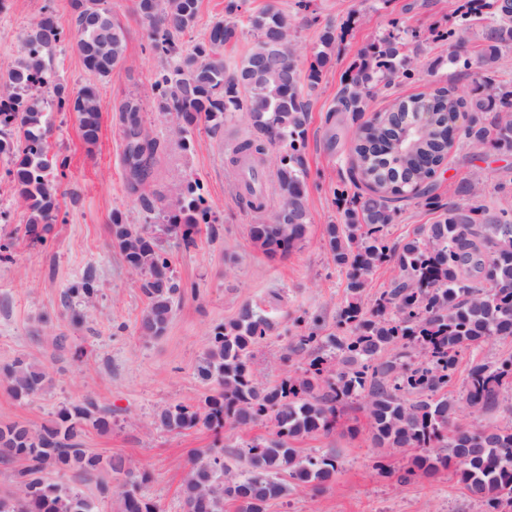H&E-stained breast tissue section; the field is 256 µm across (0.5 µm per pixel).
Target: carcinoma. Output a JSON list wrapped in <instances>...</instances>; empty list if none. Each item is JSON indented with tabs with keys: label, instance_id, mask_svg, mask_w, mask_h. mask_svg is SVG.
Returning a JSON list of instances; mask_svg holds the SVG:
<instances>
[{
	"label": "carcinoma",
	"instance_id": "carcinoma-1",
	"mask_svg": "<svg viewBox=\"0 0 512 512\" xmlns=\"http://www.w3.org/2000/svg\"><path fill=\"white\" fill-rule=\"evenodd\" d=\"M105 2L70 0L71 20L66 26L54 12H43L35 22L42 34L26 32L20 58L0 75V98L9 102L0 106V157L18 158L8 175L28 211L26 233L39 242L56 223L59 177L67 167L66 157L52 151L49 142L50 113H76L88 145L97 143L101 127L97 94L89 88L69 90L47 55L72 33L86 69L94 75L104 79L124 65L125 29ZM453 6L463 16L462 23L432 38L448 42V63L468 71L472 64L463 48L476 36L469 21L472 11L457 2ZM199 8L200 0L135 2L151 50L165 59L154 81L158 108L175 114L182 134L202 122L212 133L222 132L236 113L247 112L248 132L233 139L227 165L232 174L252 171L265 162L270 147L277 148V210H288L297 221L255 224L251 236L266 254H284L305 238L310 224L305 164L311 119L308 96L331 59L336 29L324 27L320 50L303 73L296 59L292 19L270 3L243 16L241 23L256 42L230 66L224 61V46L238 37L236 21L216 20L203 42L189 51L182 49L180 39L195 22ZM486 9L474 95L462 98L442 87L434 96L448 114L464 110L479 116L463 128L471 143H491L512 152V81L495 79L502 50L512 46V0H493ZM411 39L418 42L420 35L394 22L376 43L359 52L339 99L341 110L359 116L379 86H391L396 76H414ZM270 50L279 53L288 77L274 66L249 67L251 59ZM424 97L419 93L397 98L388 112L412 117L424 111ZM142 110L135 95L126 96L119 106L129 189L138 195L146 223L164 222L184 242L192 243L200 225L213 223L198 180L186 181L165 212L155 211L149 196L140 193L162 151L142 125ZM444 120L443 115H435L434 128L413 137L410 152L402 157L374 154L379 142L398 150L401 132L396 126L358 127L351 145L352 165L368 193H340L344 224L327 227L333 261L349 272L350 297L337 314V325L345 335L321 340L310 331L292 337L291 354L306 357L303 374L265 385L256 379L250 359L272 323L245 305L235 319L215 329L200 367L202 379L216 384L214 393L197 405L179 403L157 414L156 424L168 431L199 423L244 427L266 418L275 427L272 437L237 450L244 462L239 476L224 477L228 468L222 453L197 457L184 484L183 512H224L226 501L237 504L236 512H265L268 501L288 492L278 478L285 471L301 485L324 487L338 472L336 455L302 458L292 442L331 433L339 413L353 401L364 403L376 447L420 450L398 475L399 481L450 471L470 496L483 503L485 512H512V414L493 426L461 425L456 403L445 392L464 353L492 338L512 337V213L493 212L479 203L480 178L475 176L457 185L458 201L403 244H390L385 234L399 211L395 202L431 199L436 169L454 146V139L445 135ZM240 198L255 212L265 210L263 193L248 182ZM112 238L148 301L142 332L163 335L179 295L167 258L148 228L126 224L118 213L112 217ZM388 263L399 275L368 309L363 301L368 278ZM390 347L401 348L399 358L411 362L383 358ZM0 384L17 398L33 397L45 389L47 377L33 364L17 359L0 368ZM509 387L512 358L496 365L471 360L466 377L471 408H498L503 390ZM88 421L107 429L112 410L89 400L61 409L54 423L38 432L20 423L0 425V463L23 462L14 472L12 488L0 491V512H94L93 502L80 489L50 481L52 472L70 473L79 482L104 472L116 485L105 484L101 490L117 496L119 512H160L156 502L141 494L151 479L149 471L132 468L121 456L104 459L83 448L81 427ZM435 443L448 453L430 451Z\"/></svg>",
	"mask_w": 512,
	"mask_h": 512
}]
</instances>
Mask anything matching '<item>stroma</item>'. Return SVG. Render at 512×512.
Wrapping results in <instances>:
<instances>
[{
	"instance_id": "stroma-1",
	"label": "stroma",
	"mask_w": 512,
	"mask_h": 512,
	"mask_svg": "<svg viewBox=\"0 0 512 512\" xmlns=\"http://www.w3.org/2000/svg\"><path fill=\"white\" fill-rule=\"evenodd\" d=\"M276 2L292 18L301 62H309L318 51L325 25L336 30L331 61L309 96L306 166L311 222L304 240L288 253L270 256L254 243L251 228L263 216L239 197L240 185L227 169L225 134L198 126L190 149H182L172 115L158 109L152 84L163 60L147 46L134 0H107L126 30L127 57L109 78L89 72L72 46L50 54L70 90H96L101 128L97 144L90 146L82 139L75 113L52 115V140L69 166L59 199L63 220L54 224L45 242L28 236V214L6 174L9 164L0 158V241L11 244L0 257V365L23 359L42 368L49 379L44 392L29 398L14 397L0 387V424L18 422L38 431L65 406L91 399L110 408L111 429L84 424L83 445L91 453L121 455L132 467L148 469L152 480L142 492L161 512H182L183 482L195 455L227 449L224 461L236 473L242 464L233 450L271 437L274 431L268 420L246 428L200 424L181 432L155 424L162 408L196 404L211 393L199 369L215 328L246 305L272 321L251 359L264 384L299 375L304 368L303 359L288 351L296 318H317L322 336L337 331V314L348 297V271L333 262L325 239L327 225L344 221L340 191L353 187L350 144L358 123L336 106L358 51L373 44L395 20L425 37L414 78L398 77L381 89L370 103L374 112L384 110L397 96L440 87L466 96L474 87L468 71L448 64L447 46L426 38L429 30L455 26L448 0H308L304 8L298 0ZM47 9L69 22L70 0H0V74L15 65L24 32ZM129 94L142 99L144 124L163 147L148 195L165 209L181 179H196L215 217L214 223L201 225L189 245L165 225H148L183 291L165 333L157 338L140 332L147 300L112 241L113 211H120L125 223H145L122 163L124 125L118 105ZM476 171L484 175L481 203L512 211V153L489 146L475 149L459 132L435 179L431 203L405 206L387 228L389 242L403 243L418 227L433 223L453 201L455 184ZM89 274L95 276L99 293L88 303L76 289ZM295 446L303 456L335 452L340 463L336 480L316 492L281 474L288 494L270 502L266 512H483L481 504L447 474L406 483L380 476L375 461L400 469L414 451L374 447L368 413L361 404L346 408L332 433L302 438Z\"/></svg>"
}]
</instances>
